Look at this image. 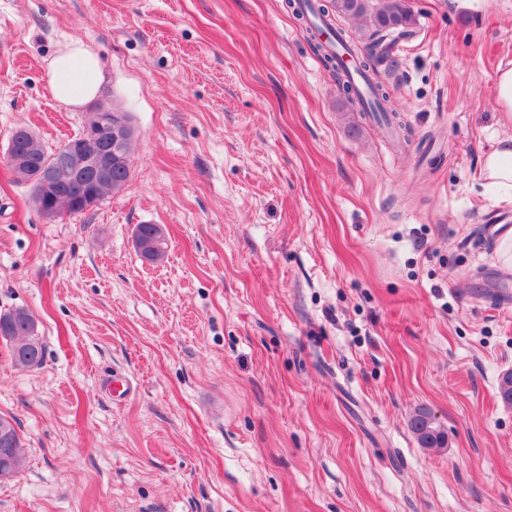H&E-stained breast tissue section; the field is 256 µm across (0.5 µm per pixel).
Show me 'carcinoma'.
Segmentation results:
<instances>
[{"instance_id": "carcinoma-1", "label": "carcinoma", "mask_w": 512, "mask_h": 512, "mask_svg": "<svg viewBox=\"0 0 512 512\" xmlns=\"http://www.w3.org/2000/svg\"><path fill=\"white\" fill-rule=\"evenodd\" d=\"M336 16L353 19L358 27L347 38L341 31L335 32L336 41L346 48H355L359 53L358 62L366 71H373L384 63L394 62L395 48L416 34L417 19L409 0H331L330 5L317 7V15L326 18L329 12ZM348 93V100L358 106L361 112H371L379 121H390L396 117V111L389 105V97L382 87L373 84L368 95L361 94L351 83L348 76L336 73ZM117 117L125 124L127 134L121 144V161L112 162V188L95 189L101 198L110 193L120 192L130 178V155L133 149L135 131L129 118L122 112ZM72 139L61 142L53 149H47L44 143L34 145L31 130L26 127L15 128L9 137L6 154L20 156L27 164L29 174H35L47 164H60L67 154ZM158 224H139L135 231V246L150 242L153 250L141 256L151 262L162 261L167 252L165 234L159 233ZM0 338L11 344L14 363L25 368L41 365L44 345L39 337L38 328L32 315L24 308H15L0 313ZM429 409L421 407L415 411L409 426L418 443L424 448L441 449L448 447V437L444 430L436 426L424 434L420 424ZM26 467L20 435L14 420L0 416V472L22 471Z\"/></svg>"}]
</instances>
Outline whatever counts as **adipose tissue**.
Segmentation results:
<instances>
[{"instance_id": "ef3b65f1", "label": "adipose tissue", "mask_w": 512, "mask_h": 512, "mask_svg": "<svg viewBox=\"0 0 512 512\" xmlns=\"http://www.w3.org/2000/svg\"><path fill=\"white\" fill-rule=\"evenodd\" d=\"M46 77L53 96L74 108L94 100L104 79L97 55L78 39L71 40L52 58ZM480 175L484 186L512 193V134L498 138L482 161Z\"/></svg>"}]
</instances>
